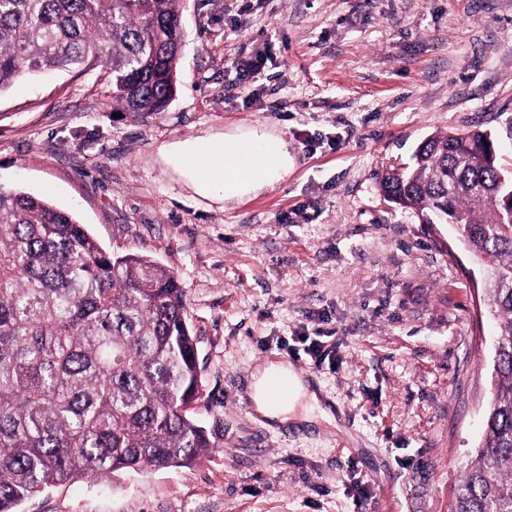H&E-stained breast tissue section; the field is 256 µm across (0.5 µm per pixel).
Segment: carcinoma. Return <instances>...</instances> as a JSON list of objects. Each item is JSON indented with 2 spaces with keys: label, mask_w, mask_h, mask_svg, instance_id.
Here are the masks:
<instances>
[{
  "label": "carcinoma",
  "mask_w": 512,
  "mask_h": 512,
  "mask_svg": "<svg viewBox=\"0 0 512 512\" xmlns=\"http://www.w3.org/2000/svg\"><path fill=\"white\" fill-rule=\"evenodd\" d=\"M178 2L0 0V91L26 73L100 63L118 104L162 112L183 46ZM482 138L432 135L379 181L491 262L495 394L452 512H512V224L500 219L512 183L498 157L476 154ZM184 309L170 270L107 252L45 197L0 188V512L84 476L188 467L213 447L186 414L199 365Z\"/></svg>",
  "instance_id": "obj_1"
}]
</instances>
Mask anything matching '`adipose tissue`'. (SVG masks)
Listing matches in <instances>:
<instances>
[{"label": "adipose tissue", "mask_w": 512, "mask_h": 512, "mask_svg": "<svg viewBox=\"0 0 512 512\" xmlns=\"http://www.w3.org/2000/svg\"><path fill=\"white\" fill-rule=\"evenodd\" d=\"M248 142L267 159L266 165L254 177L228 183L226 173L211 158L218 146H231ZM179 158L193 172L198 190L211 195L223 193L225 199H233L259 192L280 182L288 173L292 158L287 141L278 133L259 125L225 135L224 139H208L184 144L178 149ZM283 379L288 387L286 396H277L268 389L270 377ZM250 398L256 412L272 424L292 421L335 424L332 408L315 386L299 376L289 363L271 360L258 367L252 374Z\"/></svg>", "instance_id": "adipose-tissue-1"}]
</instances>
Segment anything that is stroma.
<instances>
[{"mask_svg":"<svg viewBox=\"0 0 512 512\" xmlns=\"http://www.w3.org/2000/svg\"><path fill=\"white\" fill-rule=\"evenodd\" d=\"M178 9L164 112L122 111L100 66L0 93V188L48 193L107 251L174 273L200 368L188 413L215 446L189 467L55 487L19 512H450L483 434L496 327L453 226L385 201L378 178L428 136L474 129L512 168V0ZM259 124L287 139L288 177L200 195L176 146ZM315 340L330 355L319 365ZM270 358L320 387L339 428L266 427L249 386Z\"/></svg>","mask_w":512,"mask_h":512,"instance_id":"1","label":"stroma"}]
</instances>
